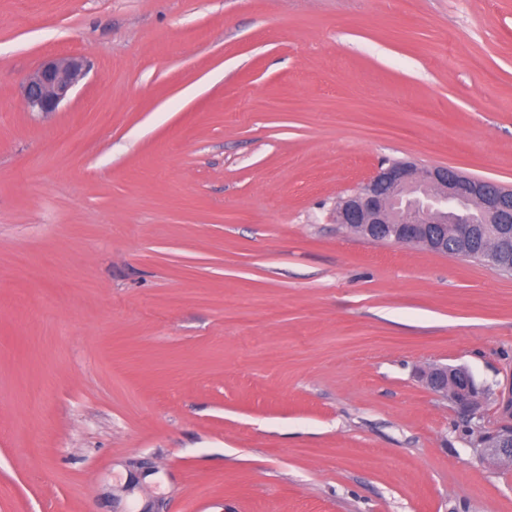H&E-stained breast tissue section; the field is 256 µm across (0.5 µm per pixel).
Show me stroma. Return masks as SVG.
I'll use <instances>...</instances> for the list:
<instances>
[{
  "label": "stroma",
  "mask_w": 512,
  "mask_h": 512,
  "mask_svg": "<svg viewBox=\"0 0 512 512\" xmlns=\"http://www.w3.org/2000/svg\"><path fill=\"white\" fill-rule=\"evenodd\" d=\"M398 161L512 186V0H0V512H512L421 378L501 423L512 276L331 217ZM86 70V61L79 55L44 58L24 80L23 99L26 106L34 112H56Z\"/></svg>",
  "instance_id": "obj_1"
}]
</instances>
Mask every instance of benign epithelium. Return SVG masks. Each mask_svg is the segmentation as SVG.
Returning <instances> with one entry per match:
<instances>
[{"label":"benign epithelium","mask_w":512,"mask_h":512,"mask_svg":"<svg viewBox=\"0 0 512 512\" xmlns=\"http://www.w3.org/2000/svg\"><path fill=\"white\" fill-rule=\"evenodd\" d=\"M87 64L79 55L44 58L25 78L23 99L34 112H55L84 76ZM336 223L369 239L399 245L448 246V225L458 242L455 255L469 258L468 225L492 224L494 246L512 237V187L494 180L466 176L448 166L422 169L408 162L380 168L361 186L342 198ZM425 385L439 393L466 417L477 433V451L486 459L512 466V429L485 430L477 414L479 389L463 367L437 366L424 374Z\"/></svg>","instance_id":"7a95c632"}]
</instances>
